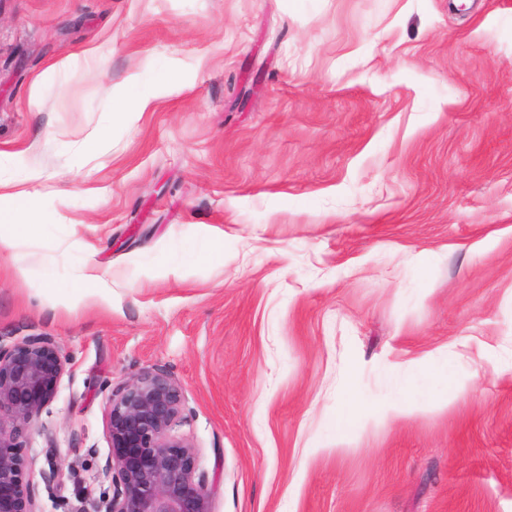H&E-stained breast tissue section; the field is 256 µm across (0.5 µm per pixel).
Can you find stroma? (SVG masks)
<instances>
[{
    "label": "stroma",
    "instance_id": "obj_1",
    "mask_svg": "<svg viewBox=\"0 0 512 512\" xmlns=\"http://www.w3.org/2000/svg\"><path fill=\"white\" fill-rule=\"evenodd\" d=\"M0 152V338L67 360L40 512L146 369L214 512H512V0H0ZM89 260L111 301L55 303ZM14 186L2 182L0 179V252L7 251L13 246V234L9 227L7 234L2 232V226L10 225L15 227H22V224H10L12 209L16 204H30L32 202L31 196L24 191H9Z\"/></svg>",
    "mask_w": 512,
    "mask_h": 512
}]
</instances>
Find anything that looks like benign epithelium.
Instances as JSON below:
<instances>
[{"label":"benign epithelium","mask_w":512,"mask_h":512,"mask_svg":"<svg viewBox=\"0 0 512 512\" xmlns=\"http://www.w3.org/2000/svg\"><path fill=\"white\" fill-rule=\"evenodd\" d=\"M66 372L53 336L0 338V512H40L37 485L25 478L20 450L33 436L55 447L53 431L39 424ZM106 435L111 448L103 471L109 488L93 512H213L212 489L196 463V449L176 427L184 394L172 376L144 370L110 389Z\"/></svg>","instance_id":"benign-epithelium-1"}]
</instances>
